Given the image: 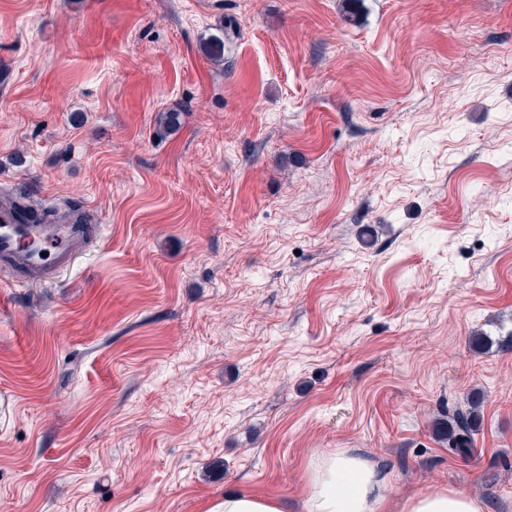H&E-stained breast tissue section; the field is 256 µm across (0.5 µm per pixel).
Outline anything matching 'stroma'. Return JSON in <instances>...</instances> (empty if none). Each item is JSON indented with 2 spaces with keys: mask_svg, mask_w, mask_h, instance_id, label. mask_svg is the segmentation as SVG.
I'll return each mask as SVG.
<instances>
[{
  "mask_svg": "<svg viewBox=\"0 0 512 512\" xmlns=\"http://www.w3.org/2000/svg\"><path fill=\"white\" fill-rule=\"evenodd\" d=\"M20 187L99 233L0 273V512H305L345 451L512 512V0H0ZM482 418L479 403L471 400L469 407L462 409L448 408V418L437 421L435 435L448 448H455L461 453H470L474 443V436L480 430ZM215 512H288V502H272L237 493L225 495L222 509Z\"/></svg>",
  "mask_w": 512,
  "mask_h": 512,
  "instance_id": "35a3bbf8",
  "label": "stroma"
}]
</instances>
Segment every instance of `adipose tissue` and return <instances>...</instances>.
Wrapping results in <instances>:
<instances>
[{
    "label": "adipose tissue",
    "mask_w": 512,
    "mask_h": 512,
    "mask_svg": "<svg viewBox=\"0 0 512 512\" xmlns=\"http://www.w3.org/2000/svg\"><path fill=\"white\" fill-rule=\"evenodd\" d=\"M386 474L363 457L339 453L322 458L310 471L306 512H386ZM402 512H485L482 500L436 488L408 498Z\"/></svg>",
    "instance_id": "obj_1"
}]
</instances>
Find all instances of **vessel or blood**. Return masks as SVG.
<instances>
[{"label":"vessel or blood","instance_id":"obj_1","mask_svg":"<svg viewBox=\"0 0 512 512\" xmlns=\"http://www.w3.org/2000/svg\"><path fill=\"white\" fill-rule=\"evenodd\" d=\"M87 248L82 225L64 222L35 224L0 207V257L29 280L41 279L54 269L69 266Z\"/></svg>","mask_w":512,"mask_h":512}]
</instances>
